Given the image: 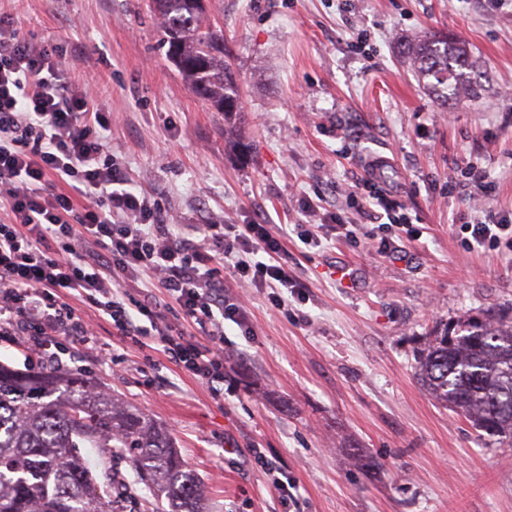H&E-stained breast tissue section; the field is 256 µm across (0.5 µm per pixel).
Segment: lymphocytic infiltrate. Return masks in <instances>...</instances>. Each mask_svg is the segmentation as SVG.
Masks as SVG:
<instances>
[{"label": "lymphocytic infiltrate", "instance_id": "obj_1", "mask_svg": "<svg viewBox=\"0 0 512 512\" xmlns=\"http://www.w3.org/2000/svg\"><path fill=\"white\" fill-rule=\"evenodd\" d=\"M58 58L56 48L0 25V333L35 331L31 348L51 365L66 340L93 341L102 321L120 338L149 339L223 395L224 325L248 328L223 270L268 290L272 307L287 313L282 292L301 285L285 257L287 232L216 221L187 236L180 216L134 186L111 150V112L89 85L66 80ZM303 211L318 220L316 230L299 231L305 245L320 246L324 231L374 236L313 203ZM144 283L164 299L128 301L127 289ZM81 303L94 318L79 313ZM187 322L200 336L187 334Z\"/></svg>", "mask_w": 512, "mask_h": 512}]
</instances>
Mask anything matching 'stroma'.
<instances>
[{"label":"stroma","instance_id":"35a3bbf8","mask_svg":"<svg viewBox=\"0 0 512 512\" xmlns=\"http://www.w3.org/2000/svg\"><path fill=\"white\" fill-rule=\"evenodd\" d=\"M241 89L244 150L224 115L165 58L144 0H0V23L57 47L72 81L112 113V152L137 189L186 223H305L304 200L355 217L347 190L378 157V240L309 247L291 235L303 283L278 315L252 291L250 335L228 326L224 396L163 353L102 325L70 348L82 373L148 416L205 486L210 512H512L505 448L434 401L415 377L426 336L489 310L512 312V252L470 249L462 222L512 217V0H206ZM466 43L477 95L450 106L399 45L427 30ZM118 475L122 512H151L129 459L86 451ZM293 484L281 502L270 470Z\"/></svg>","mask_w":512,"mask_h":512}]
</instances>
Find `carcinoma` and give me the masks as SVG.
Here are the masks:
<instances>
[{
    "label": "carcinoma",
    "mask_w": 512,
    "mask_h": 512,
    "mask_svg": "<svg viewBox=\"0 0 512 512\" xmlns=\"http://www.w3.org/2000/svg\"><path fill=\"white\" fill-rule=\"evenodd\" d=\"M205 0H147L165 57L190 90L224 122L242 112L224 37L205 23ZM403 57L437 97L475 93L464 45L431 31L404 42ZM417 377L441 405L512 447V315L466 316L431 337ZM85 448L130 457L168 507L207 512V497L162 429L98 392L79 376L18 371L0 362V512H119L112 490L84 462Z\"/></svg>",
    "instance_id": "carcinoma-1"
}]
</instances>
